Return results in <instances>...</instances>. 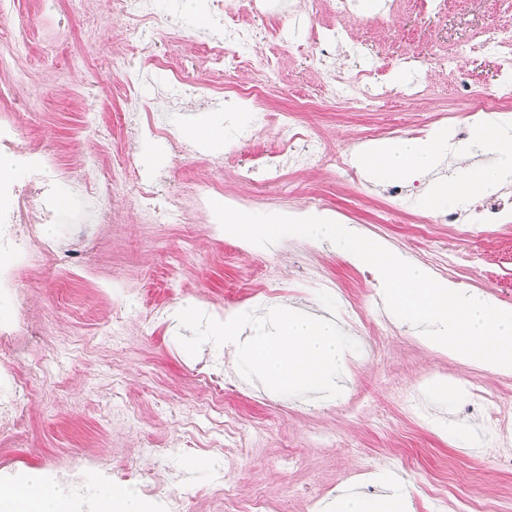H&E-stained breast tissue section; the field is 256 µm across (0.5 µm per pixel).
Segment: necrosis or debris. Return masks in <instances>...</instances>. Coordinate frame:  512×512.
Here are the masks:
<instances>
[{
  "label": "necrosis or debris",
  "mask_w": 512,
  "mask_h": 512,
  "mask_svg": "<svg viewBox=\"0 0 512 512\" xmlns=\"http://www.w3.org/2000/svg\"><path fill=\"white\" fill-rule=\"evenodd\" d=\"M163 2L174 9L180 0H112V12L132 21L139 34L148 35L154 31L159 5ZM242 2V11L233 12L227 10L224 0H208L209 12L221 28L219 37L203 43V56L212 65L231 60L242 68L253 67L251 60L237 51L239 45L250 39L242 15L268 13L277 0ZM466 52L491 53L495 58L497 79L484 97L463 94V112L474 115L505 110L512 104V26L484 28L480 39L458 45L454 54L436 58L433 64L443 70L451 69L457 65L460 54ZM158 70L170 75V87L163 93L165 108L170 112L208 106L223 91L222 86L213 83L201 89L183 86L177 58L154 53L139 64L127 83V93H134ZM24 81V74L19 72L12 81L0 84V156L11 157L18 168L15 179H0V198L10 201L8 208L0 210V299L12 302L16 308L12 318L0 321L1 441L16 437L27 423L26 399L39 388L31 369L32 355L45 345L39 318L17 287L20 271L39 267L51 273L61 262L80 265L95 247L99 225L117 220L124 207L115 181L105 172L98 151L88 152L79 165L67 168L20 137L18 119L28 109L27 99L18 91ZM280 129V153L291 167L303 168L314 159H326L317 134L300 123L296 111H283ZM138 183L139 194L146 202L141 212L144 221L177 224L185 209L190 207L207 224L211 238H223L224 230L210 214L206 195H196L191 203H184L175 194L163 193L162 178L149 172L141 173ZM63 186L77 202L76 208L69 212L61 210L57 204L59 189ZM432 221L452 229L460 224H511L512 199L477 203L465 210L445 208L437 211ZM48 224L58 225V233L45 235L42 228ZM190 374L207 393L205 410L218 415L224 412L227 396L240 393L244 386L237 371L227 364L216 370L211 362L200 361L194 364ZM482 423L494 436L500 466L511 470L512 411L485 404ZM187 452L186 443L181 441L147 447L146 453L153 465L140 474L142 493L151 498H163L167 486L178 478L175 461Z\"/></svg>",
  "instance_id": "4bbe7bcc"
}]
</instances>
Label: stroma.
<instances>
[{
  "label": "stroma",
  "instance_id": "obj_1",
  "mask_svg": "<svg viewBox=\"0 0 512 512\" xmlns=\"http://www.w3.org/2000/svg\"><path fill=\"white\" fill-rule=\"evenodd\" d=\"M396 16L386 5L363 11L351 7L340 16L325 8L306 10L296 0L290 15L249 19L253 59L276 60L278 74L262 107L236 104L230 92L210 107L173 113L171 123L181 141L193 142L199 118L221 114L223 142L205 144L202 152L179 151L162 139L138 143V152L165 154L163 168L169 191L229 204L239 210L271 214L280 207L282 189L304 213L347 224L352 232L378 238L403 260L425 267L440 280L458 281L468 292L512 306V223L502 224L494 238L447 226L419 227L431 212L423 202L433 179H445L464 165L486 167L494 155L472 150L468 160L451 154L434 174L418 176L419 188L409 205L393 210L387 184L360 168L371 145L370 133L384 127L389 137L423 138L454 125L438 121V113L462 108L458 91L486 93L495 77L491 57H465L455 72L423 66L409 68V56H439L469 40L482 28L512 23V0H457L439 14L425 12L420 0H399ZM106 0H57V10L43 12L40 0H13L8 26H21L23 54L13 71L27 73L20 92L29 108L20 121L23 136L60 163L75 165L90 144L84 124L87 113L101 114L112 127L103 144L107 169L118 170V193L126 201L118 223L102 225L99 243L85 266L51 276L33 269L19 278L22 293L37 310L46 341L55 352L42 391L30 401L22 435L0 446V484H22L30 474L53 476L58 465L80 460L85 470L79 490L81 512H90L91 491L113 485L137 488V473L146 460L142 441H175L186 418L198 415V395L185 370L191 362L178 341V310L205 308L225 321L249 312L236 300L251 266L279 275L281 293L258 306L301 311L342 322L343 293L354 294L378 317V326L355 334L358 351L347 354L338 382L339 395L309 399L272 393L262 383L230 396L234 426L253 432V441H225L203 448L197 469L181 459L180 479L169 488L186 512H215L219 493L212 475L224 456L238 466L224 512H330L340 493L370 499L384 512H476L484 505L512 512V471L486 454L482 406L474 391L498 395L512 408V373H497L463 363L430 346L413 324L386 307L380 274L368 281L367 265L326 240L288 236L262 247L249 245L239 254L234 236L210 239L194 211L181 224H145L133 173L124 172L122 143L127 136L123 116L156 106L169 82L156 72L137 96L125 95L128 75L146 52H167L156 39H141L125 20L103 23ZM212 19L199 0H183L181 49L187 54L183 77L202 84L208 69L191 52L205 40ZM340 32L336 54L338 79H350L363 68L381 69L389 90L375 112H359L338 94L315 58L313 33ZM295 108L300 120L323 137L327 148L346 154L357 165L356 181L338 180L334 172L311 163L286 170L283 182L258 173L256 184L241 181L239 172L256 155L279 146L278 115ZM125 291L123 302L115 294ZM158 304L172 306L166 319L150 314ZM121 335H113V323ZM456 385L453 400L437 396L436 385ZM358 395L361 411L347 408ZM128 404L133 415L116 417L112 407ZM264 491L261 510H254L257 491Z\"/></svg>",
  "mask_w": 512,
  "mask_h": 512
}]
</instances>
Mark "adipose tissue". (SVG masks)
I'll list each match as a JSON object with an SVG mask.
<instances>
[{
    "label": "adipose tissue",
    "instance_id": "obj_1",
    "mask_svg": "<svg viewBox=\"0 0 512 512\" xmlns=\"http://www.w3.org/2000/svg\"><path fill=\"white\" fill-rule=\"evenodd\" d=\"M470 141L473 146L491 149L496 157V166L484 169H466L461 174L438 182L427 197L429 209L455 203L468 198H480L492 193L501 179L512 171V128L486 121L472 128ZM451 149L447 135L437 134L428 139L395 138L382 141L370 149L374 158L383 165L390 179H405L412 173H427ZM29 483L41 490L37 498L20 500L13 486H0V512H14L24 508L25 512H69L72 495L61 490L43 488L39 476H31Z\"/></svg>",
    "mask_w": 512,
    "mask_h": 512
}]
</instances>
